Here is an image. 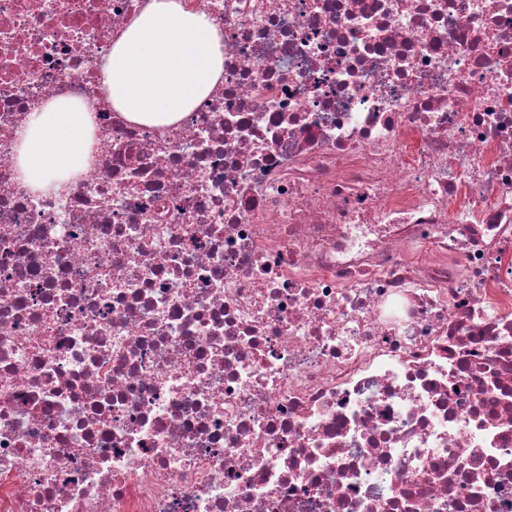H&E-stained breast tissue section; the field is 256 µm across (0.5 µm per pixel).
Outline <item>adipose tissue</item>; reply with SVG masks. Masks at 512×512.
<instances>
[{"mask_svg": "<svg viewBox=\"0 0 512 512\" xmlns=\"http://www.w3.org/2000/svg\"><path fill=\"white\" fill-rule=\"evenodd\" d=\"M223 40L205 11H186L182 0H149L113 41L102 71L113 110L148 126L182 120L222 80ZM92 127L91 113L67 98L32 113L16 148L20 179L39 191L85 170Z\"/></svg>", "mask_w": 512, "mask_h": 512, "instance_id": "ef3b65f1", "label": "adipose tissue"}]
</instances>
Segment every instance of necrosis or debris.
<instances>
[{"mask_svg": "<svg viewBox=\"0 0 512 512\" xmlns=\"http://www.w3.org/2000/svg\"><path fill=\"white\" fill-rule=\"evenodd\" d=\"M147 2L0 0V512H512V0H183L168 127L99 82ZM90 112L77 101L54 98L42 112L29 116L25 135L16 148L19 178L31 189L59 188L71 174L88 166Z\"/></svg>", "mask_w": 512, "mask_h": 512, "instance_id": "necrosis-or-debris-1", "label": "necrosis or debris"}]
</instances>
